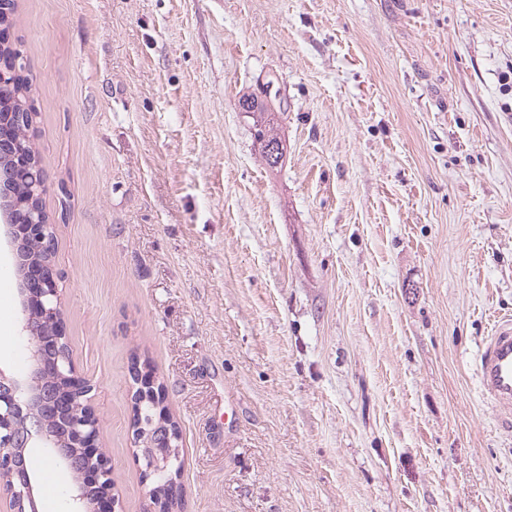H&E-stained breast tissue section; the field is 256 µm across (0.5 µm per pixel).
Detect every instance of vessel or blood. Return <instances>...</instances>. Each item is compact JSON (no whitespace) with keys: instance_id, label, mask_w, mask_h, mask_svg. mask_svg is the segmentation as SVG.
<instances>
[{"instance_id":"vessel-or-blood-1","label":"vessel or blood","mask_w":512,"mask_h":512,"mask_svg":"<svg viewBox=\"0 0 512 512\" xmlns=\"http://www.w3.org/2000/svg\"><path fill=\"white\" fill-rule=\"evenodd\" d=\"M477 369L484 400L512 408V318L496 321L478 350Z\"/></svg>"}]
</instances>
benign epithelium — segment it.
Here are the masks:
<instances>
[{
	"instance_id": "7a95c632",
	"label": "benign epithelium",
	"mask_w": 512,
	"mask_h": 512,
	"mask_svg": "<svg viewBox=\"0 0 512 512\" xmlns=\"http://www.w3.org/2000/svg\"><path fill=\"white\" fill-rule=\"evenodd\" d=\"M19 56L0 57V96L18 85ZM29 182L44 194L47 175L27 157L8 122L0 123V223L13 257L20 297V336L26 340V370L22 374L0 368V485L10 499V512H37L26 451L43 448L71 474L79 475L70 488L71 512H112V464L99 448L100 422L88 407L92 384L79 378L72 365L63 332L59 297L60 274L54 266L55 232L46 212L16 202L14 188ZM42 245L33 260L22 249L21 235ZM132 376L140 402L161 399L158 380L135 364ZM137 459L147 478L162 474L177 485L183 459L179 437L171 426L153 417L132 426ZM147 512H175L176 499L148 493Z\"/></svg>"
}]
</instances>
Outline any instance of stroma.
Instances as JSON below:
<instances>
[{
  "mask_svg": "<svg viewBox=\"0 0 512 512\" xmlns=\"http://www.w3.org/2000/svg\"><path fill=\"white\" fill-rule=\"evenodd\" d=\"M10 39L117 512L148 504L136 361L180 512H512V409L476 370L512 315V0H17ZM262 83L274 171L238 107ZM20 318L0 246V368ZM132 376L138 386L140 404L145 402L142 405V415L152 416H146L145 419L141 417L136 425H132L133 440L137 447L136 456L143 463V471L147 476L145 481L162 472V479L174 488L183 467V459L178 453L179 437L177 431L171 428H178L177 424L172 420L164 401H158L162 396V387L158 380L143 371L137 363L133 365ZM150 400L158 402H146ZM154 417H158V420ZM159 418L169 422L171 426ZM173 488L169 487L167 491L172 492Z\"/></svg>",
  "mask_w": 512,
  "mask_h": 512,
  "instance_id": "stroma-1",
  "label": "stroma"
}]
</instances>
